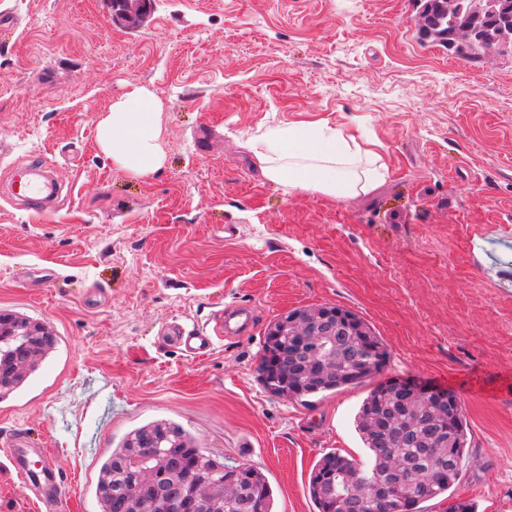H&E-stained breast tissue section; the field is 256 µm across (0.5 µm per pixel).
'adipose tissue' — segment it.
<instances>
[{
    "instance_id": "obj_1",
    "label": "adipose tissue",
    "mask_w": 512,
    "mask_h": 512,
    "mask_svg": "<svg viewBox=\"0 0 512 512\" xmlns=\"http://www.w3.org/2000/svg\"><path fill=\"white\" fill-rule=\"evenodd\" d=\"M156 103L136 88L113 102L97 126V143L118 170L146 177L163 164L157 144ZM266 176L293 190L336 198L367 194L383 185L388 166L351 129L327 122H296L268 132L253 146Z\"/></svg>"
}]
</instances>
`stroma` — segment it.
I'll use <instances>...</instances> for the list:
<instances>
[{"label":"stroma","mask_w":512,"mask_h":512,"mask_svg":"<svg viewBox=\"0 0 512 512\" xmlns=\"http://www.w3.org/2000/svg\"><path fill=\"white\" fill-rule=\"evenodd\" d=\"M413 0H156L134 28L107 0H0V311L56 350L0 401V433L49 449L71 512H99L100 466L165 419L262 471L276 512H315L326 452L365 454L363 386L300 402L258 378L268 326L329 304L367 321L384 371L457 392L468 450L456 491L512 512V53L421 40ZM158 101L163 165L115 170L96 140L132 88ZM325 121L380 142L390 168L347 198L267 179L249 141ZM46 164L50 214L18 204ZM251 307L253 334L191 358L159 339ZM0 512H40L0 451Z\"/></svg>","instance_id":"obj_1"}]
</instances>
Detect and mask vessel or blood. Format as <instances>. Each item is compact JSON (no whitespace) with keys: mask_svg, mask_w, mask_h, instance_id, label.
Wrapping results in <instances>:
<instances>
[{"mask_svg":"<svg viewBox=\"0 0 512 512\" xmlns=\"http://www.w3.org/2000/svg\"><path fill=\"white\" fill-rule=\"evenodd\" d=\"M255 322V314L243 313L229 306L213 329L188 331L179 325L170 326L168 341L171 345L183 347L193 357L200 358L211 353L223 337L251 332ZM0 446L5 447L15 474L39 497L45 512H64L63 480L52 454L43 448L35 452L37 461H30L29 455L33 452L29 448V438L20 432L0 436Z\"/></svg>","mask_w":512,"mask_h":512,"instance_id":"vessel-or-blood-1","label":"vessel or blood"}]
</instances>
